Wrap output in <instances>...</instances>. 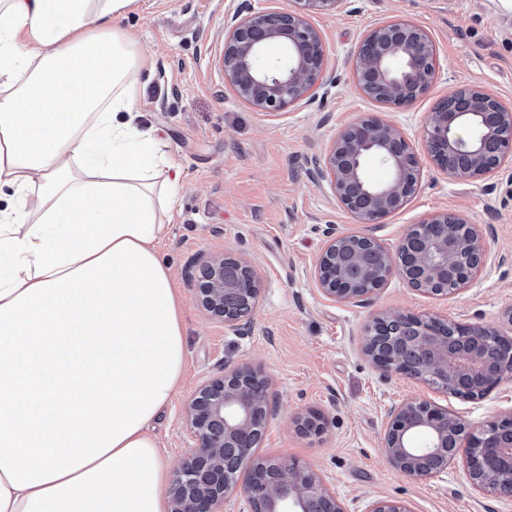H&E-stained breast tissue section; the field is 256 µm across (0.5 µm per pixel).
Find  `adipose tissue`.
Segmentation results:
<instances>
[{"label": "adipose tissue", "mask_w": 512, "mask_h": 512, "mask_svg": "<svg viewBox=\"0 0 512 512\" xmlns=\"http://www.w3.org/2000/svg\"><path fill=\"white\" fill-rule=\"evenodd\" d=\"M135 0H0V512H167L184 365Z\"/></svg>", "instance_id": "adipose-tissue-1"}]
</instances>
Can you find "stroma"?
I'll use <instances>...</instances> for the list:
<instances>
[{
    "instance_id": "35a3bbf8",
    "label": "stroma",
    "mask_w": 512,
    "mask_h": 512,
    "mask_svg": "<svg viewBox=\"0 0 512 512\" xmlns=\"http://www.w3.org/2000/svg\"><path fill=\"white\" fill-rule=\"evenodd\" d=\"M291 7V0H137L116 22L148 58L138 123L180 166L170 228L157 249L184 299L186 352L179 387L154 423L159 452L178 468L192 444L187 396L221 366L246 363L267 376L275 401L257 455L313 470L349 512L379 497L406 500L413 512H512V501L474 490L463 462L411 479L390 465L383 447L391 406L425 399L476 429L512 415V380L466 400L402 375L383 377L364 353L368 324L386 310L478 323L512 337L505 317L512 309V164L460 182L424 157L415 195L379 224L356 223L311 165L345 125L369 115L395 125L423 152L435 103L463 86L479 85L512 110V16L496 0H340L336 11L309 17L328 47L309 98L287 114L266 116L224 84V21ZM401 18L430 36L436 71L426 95L396 109L360 91L354 54L372 26ZM444 210L489 232L494 262L467 290L424 295L396 275L362 303L337 302L319 290L314 269L326 229L371 235L393 249L412 225ZM223 254L249 261L262 284L242 334L194 299L200 267ZM310 409L327 420L317 437L294 425Z\"/></svg>"
}]
</instances>
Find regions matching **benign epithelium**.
I'll return each mask as SVG.
<instances>
[{
    "label": "benign epithelium",
    "mask_w": 512,
    "mask_h": 512,
    "mask_svg": "<svg viewBox=\"0 0 512 512\" xmlns=\"http://www.w3.org/2000/svg\"><path fill=\"white\" fill-rule=\"evenodd\" d=\"M295 8L233 16L224 25V81L266 115L283 114L309 96L325 63L326 46L307 20L313 10H334L340 0H293ZM279 43L283 58L260 63ZM400 66H392V59ZM436 69L433 43L417 24L395 20L369 30L355 52L360 89L376 102L404 108L425 95ZM477 85L440 99L424 131L430 159L448 176L473 181L512 161V112ZM373 155L389 179L369 182L363 171ZM338 203L359 224H379L415 193L421 158L392 124L360 118L338 134L314 161ZM483 234L465 218L437 212L413 225L390 250L374 237L327 231L314 277L319 289L340 301L365 300L392 274L423 294L467 289L488 265ZM260 282L244 259L225 255L199 271L196 300L239 332L259 303ZM365 354L385 374L398 373L464 399H481L512 378V338L479 324H460L390 310L367 326ZM269 380L248 364H224L186 399L185 425L194 444L169 489L170 512H224L241 497L250 512H348L313 471L286 459L255 456L254 447L273 403ZM299 433L319 436L324 416L309 410L295 419ZM384 451L402 474L424 478L462 456L479 493L512 500V417L476 430L429 401L406 400L386 419ZM362 512H413L401 499L370 500Z\"/></svg>",
    "instance_id": "1"
}]
</instances>
